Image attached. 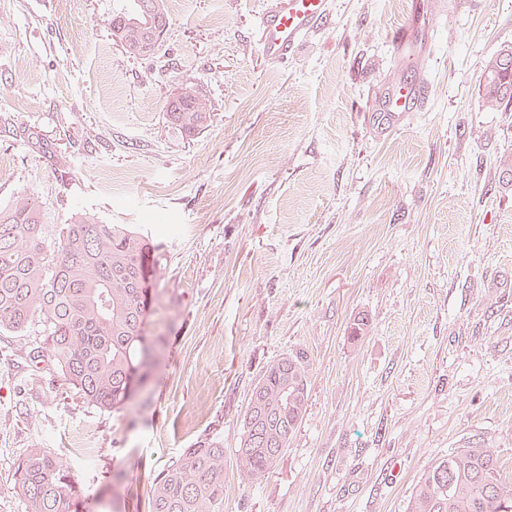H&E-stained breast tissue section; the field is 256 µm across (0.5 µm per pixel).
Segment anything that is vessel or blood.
Returning <instances> with one entry per match:
<instances>
[{
  "instance_id": "obj_1",
  "label": "vessel or blood",
  "mask_w": 512,
  "mask_h": 512,
  "mask_svg": "<svg viewBox=\"0 0 512 512\" xmlns=\"http://www.w3.org/2000/svg\"><path fill=\"white\" fill-rule=\"evenodd\" d=\"M330 15L331 0H264L256 21L263 55L274 62L287 61ZM430 33L429 25L417 17L395 32L392 40L400 53L416 58L427 46ZM427 98L422 80L403 78L395 82L388 88L376 115L382 130L398 127L408 113L421 109Z\"/></svg>"
}]
</instances>
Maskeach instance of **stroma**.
<instances>
[{
	"label": "stroma",
	"instance_id": "obj_1",
	"mask_svg": "<svg viewBox=\"0 0 512 512\" xmlns=\"http://www.w3.org/2000/svg\"><path fill=\"white\" fill-rule=\"evenodd\" d=\"M119 0H0V206L33 198L48 224H129L167 264L148 330L166 339L142 410L103 412L47 363L39 326L0 338V512H25L17 460L51 450L82 512H148L154 476L200 437L224 442V512H406L432 460L480 439L512 477V110L483 71L512 46V0H455L422 70L391 36L420 0H332L300 51L267 61L261 0H168L154 57L106 23ZM427 108L367 122L406 75ZM210 125L166 119L174 90ZM364 336L350 335L355 317ZM307 354V409L273 471L234 456L251 389ZM192 94L202 103L201 112H196L192 102L186 98H182L177 107H175V110H179V112H168V105L166 112L169 123L188 136L199 134L208 127L211 120V113L208 112V104H205L204 98L197 93L192 92Z\"/></svg>",
	"mask_w": 512,
	"mask_h": 512
}]
</instances>
